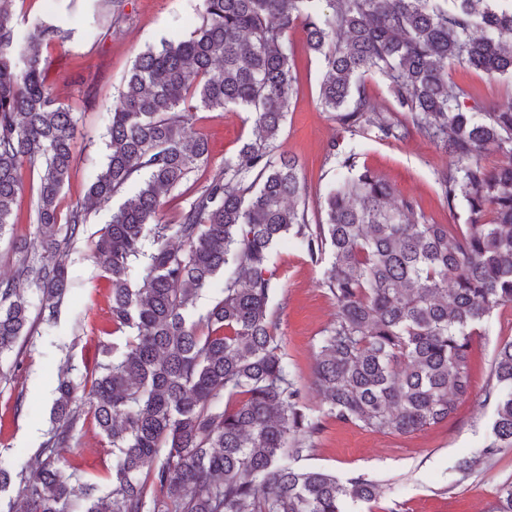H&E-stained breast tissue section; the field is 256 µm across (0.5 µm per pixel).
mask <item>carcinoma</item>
<instances>
[{
  "label": "carcinoma",
  "instance_id": "cac0c4a2",
  "mask_svg": "<svg viewBox=\"0 0 512 512\" xmlns=\"http://www.w3.org/2000/svg\"><path fill=\"white\" fill-rule=\"evenodd\" d=\"M331 2L326 14L317 0H202L189 38L136 57L109 111L105 168L64 211L77 119L50 79L45 49L58 29L40 23L20 44L13 0H0V231L15 223L23 171L38 175L33 240L15 243L17 276L0 282V357L30 331L25 289L53 314L89 215L142 178L93 249L111 283L112 325L129 332L125 349L87 370L80 396L60 376L44 462L20 478L22 512H68L74 496L86 512H345L380 487L297 466L326 419L411 434L447 421L469 395L475 338L512 304V102L481 109L448 67L512 77V0ZM296 25L324 55L320 102L344 128L396 141L415 130L456 158L439 181L449 211L464 202L466 223H429L376 171L354 172L352 154L309 222L297 162L272 148L298 89L287 43ZM371 73L389 82L407 121L377 110L362 81ZM229 105L254 114L255 138L162 221V195L209 156L193 111ZM488 148L503 158L495 169L483 164ZM286 236L313 260L330 253L321 283L336 312L315 350L317 410L269 307V256ZM219 274L223 296L191 317L195 294ZM485 392L490 437L459 463L463 474L512 448V339L498 344ZM84 414L112 446L105 497L61 469ZM490 512H512V481Z\"/></svg>",
  "mask_w": 512,
  "mask_h": 512
}]
</instances>
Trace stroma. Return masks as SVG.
<instances>
[{
	"instance_id": "obj_1",
	"label": "stroma",
	"mask_w": 512,
	"mask_h": 512,
	"mask_svg": "<svg viewBox=\"0 0 512 512\" xmlns=\"http://www.w3.org/2000/svg\"><path fill=\"white\" fill-rule=\"evenodd\" d=\"M103 0H14L13 18L19 34L35 21L60 27L64 39L53 47L60 75L55 87L61 101L78 118L80 152L63 191V206L82 200L110 153L106 131L107 108L116 98L136 56L162 41L187 38L200 23L201 0H126L125 18L110 25ZM288 46L293 54L299 90L293 97L276 153L294 156L306 189L309 215H317L327 187L340 172L339 163L354 155L356 166H367L391 184L397 195L414 199L432 224H461L464 207L449 210L438 183L439 172L452 158L433 140L418 132L401 141L384 140L376 131L344 129L335 113L319 101L325 72L323 56L311 51L302 29H292ZM483 106L512 100V79H488L460 67L448 73ZM194 127L209 140V158L187 180L164 197L165 220H174L203 185L235 156L254 130L251 113L235 107L197 110ZM38 178L25 174L18 195L16 221L0 231V280L16 269L13 244L34 231L33 214ZM116 195L108 206L92 213L68 255L69 291L55 316L41 311L40 296L29 290L32 328L20 341L19 354L0 357L9 371L0 377V465L34 473L41 450L54 426L53 407L58 375L68 369L82 382L94 358L111 360L108 346L123 347L122 335L112 331L108 284L91 247L123 202ZM269 265L276 271L270 307L280 319L288 361L302 383L311 379L315 343L335 311L321 283V264L291 240L275 245ZM478 337L471 362L472 391L447 422L413 434L377 433L326 420L313 449L300 461L347 479L362 476L378 482L384 493L374 512H488L497 486L512 479V448L502 449L495 461L469 476L456 469L461 458L480 450L489 436L494 406L485 399L493 350L512 335V306L488 320ZM68 460L96 495L112 491V447L93 422H85Z\"/></svg>"
}]
</instances>
